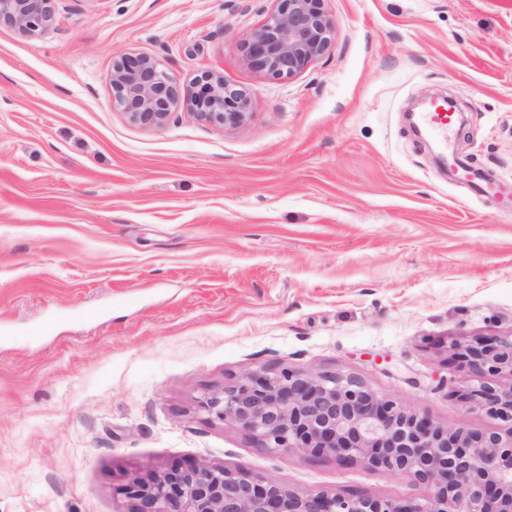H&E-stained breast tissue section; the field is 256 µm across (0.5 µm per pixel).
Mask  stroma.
<instances>
[{"mask_svg":"<svg viewBox=\"0 0 512 512\" xmlns=\"http://www.w3.org/2000/svg\"><path fill=\"white\" fill-rule=\"evenodd\" d=\"M272 0H57L0 24V512H129L132 478L206 463L299 492L427 497L406 475L256 448L199 403L247 374H351L471 432L459 346L512 334V0H329L331 50L248 67ZM251 94L239 126L112 102V61ZM449 94L446 155L406 112ZM56 1L0 0V22L14 25L25 36H36L55 24Z\"/></svg>","mask_w":512,"mask_h":512,"instance_id":"1","label":"stroma"}]
</instances>
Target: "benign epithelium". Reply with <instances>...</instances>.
<instances>
[{
    "label": "benign epithelium",
    "instance_id": "7a95c632",
    "mask_svg": "<svg viewBox=\"0 0 512 512\" xmlns=\"http://www.w3.org/2000/svg\"><path fill=\"white\" fill-rule=\"evenodd\" d=\"M56 0H0V22L33 37L56 22ZM275 6L244 41L248 67L291 79L325 56L336 36L328 0H274ZM112 99L129 119L165 126L183 101L196 118L238 126L250 94L205 70L178 87L148 57L117 56ZM477 384L464 399L509 423L506 433L466 432L434 422L379 396L358 377L328 372L248 374L201 401L268 451L295 449L408 475L431 489L426 503L331 491L296 492L278 480L223 466L197 464L137 477L130 512H512V335L477 338L462 348Z\"/></svg>",
    "mask_w": 512,
    "mask_h": 512
}]
</instances>
